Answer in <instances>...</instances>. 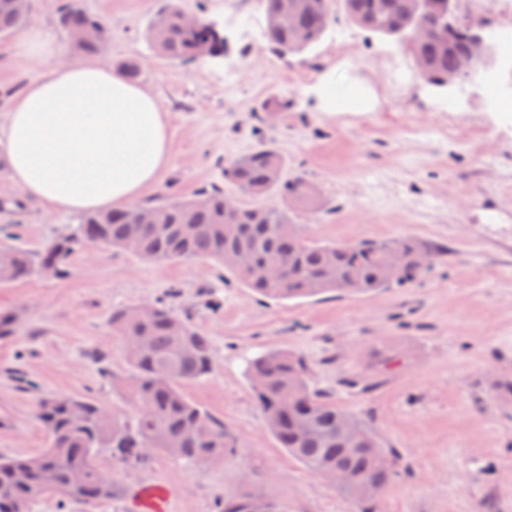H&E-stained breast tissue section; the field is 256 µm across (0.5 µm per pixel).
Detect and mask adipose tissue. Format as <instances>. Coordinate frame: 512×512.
Here are the masks:
<instances>
[{"label": "adipose tissue", "mask_w": 512, "mask_h": 512, "mask_svg": "<svg viewBox=\"0 0 512 512\" xmlns=\"http://www.w3.org/2000/svg\"><path fill=\"white\" fill-rule=\"evenodd\" d=\"M13 183L50 212L122 208L170 161L157 96L96 61L28 81L0 125Z\"/></svg>", "instance_id": "ef3b65f1"}]
</instances>
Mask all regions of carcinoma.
Wrapping results in <instances>:
<instances>
[{"instance_id":"obj_1","label":"carcinoma","mask_w":512,"mask_h":512,"mask_svg":"<svg viewBox=\"0 0 512 512\" xmlns=\"http://www.w3.org/2000/svg\"><path fill=\"white\" fill-rule=\"evenodd\" d=\"M265 38L277 53L299 54L318 43L332 21L331 0H261ZM348 19L381 36L398 35L416 67L443 76L459 67L463 41L435 36L423 45L409 42L413 27L404 0H341ZM184 10L175 0H158L150 15L146 38L154 52L168 61L188 62L224 45L200 21L182 22ZM30 21L15 0H0V35H9ZM60 28L82 55L99 54L112 37V25L99 15L70 3L59 15ZM271 146L224 164V180L250 198L235 212L225 209L227 195L205 188L188 198L163 197L143 203L153 212L149 224H137L133 207L88 213L78 224L36 249L0 246V285H9L51 270L67 275L73 253L88 244L131 251L147 260L166 262L205 259L230 271L246 288L266 299L313 297L324 292H368L411 284L446 249L404 237L389 242L354 244L306 237L295 224L296 214L318 203L316 188L295 172ZM405 251L400 271L387 272L392 247ZM281 267L277 280L262 270ZM113 335L123 343L127 373L112 376L131 412L117 414L102 403L81 396H46L38 417L48 432L46 448L34 456L0 457V512H27L30 502L52 496L90 509L112 498L111 474L99 462L106 454L112 468H140L157 454L189 464L231 460L237 454L234 436L224 422L192 402L184 386L209 376L213 354L208 336L188 315L177 313L164 299L139 310L115 307L109 317ZM311 366L284 350L270 351L252 362L249 381L256 405L269 432L289 455L314 471L341 469L352 478L339 489L360 508L377 512L382 491L398 475L399 456L382 447L373 429L336 404L311 383ZM350 419L352 431L342 429ZM33 474L30 484L18 473ZM218 512H281L273 497L237 481L224 490Z\"/></svg>"}]
</instances>
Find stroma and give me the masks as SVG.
Masks as SVG:
<instances>
[{
	"label": "stroma",
	"instance_id": "35a3bbf8",
	"mask_svg": "<svg viewBox=\"0 0 512 512\" xmlns=\"http://www.w3.org/2000/svg\"><path fill=\"white\" fill-rule=\"evenodd\" d=\"M107 18L112 39L100 62L140 64L137 84L158 95L170 129V162L141 194L193 195L207 186L235 194L225 160L275 147L289 171L317 187V212L300 213L304 234L357 243L413 237L447 248L440 265L407 287L266 301L206 260L151 262L90 245L67 278L0 285V314L16 332L0 337V456L34 455L46 444L37 417L46 395L83 396L128 407L105 379L125 374L108 317L118 306L173 294L209 336L215 370L185 394L221 419L239 461L192 467L156 456L116 470L117 493L87 510L51 497L30 512H143L144 491L166 494L165 512H216L239 471L284 512H356L335 487L280 448L250 387L248 362L275 350L304 357L315 388L366 421L401 459L380 512H512V399L489 402L512 379V60L437 95L416 76L409 52L351 23H333L307 51L280 56L264 36L261 0H178L218 24L221 57L170 62L145 40L154 0H79ZM64 0H30L32 26L77 54L58 26ZM21 33L0 36V122L11 97L46 68L22 56ZM281 100L288 111H274ZM78 214L46 213L21 197L0 148V244L34 248L68 232Z\"/></svg>",
	"mask_w": 512,
	"mask_h": 512
}]
</instances>
